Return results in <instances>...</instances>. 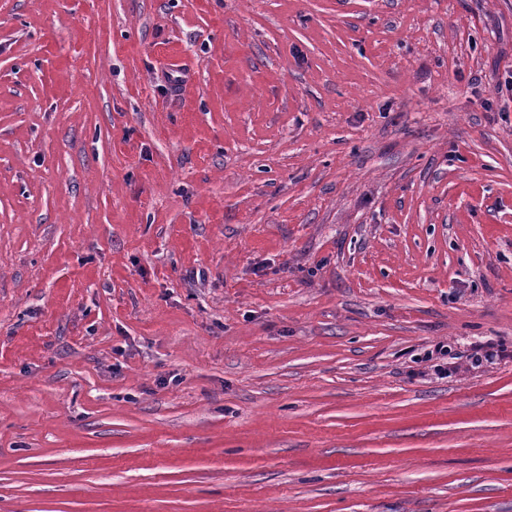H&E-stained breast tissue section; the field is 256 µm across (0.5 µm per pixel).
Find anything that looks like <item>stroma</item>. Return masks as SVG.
<instances>
[{
	"instance_id": "1",
	"label": "stroma",
	"mask_w": 512,
	"mask_h": 512,
	"mask_svg": "<svg viewBox=\"0 0 512 512\" xmlns=\"http://www.w3.org/2000/svg\"><path fill=\"white\" fill-rule=\"evenodd\" d=\"M0 512H512V0H0Z\"/></svg>"
}]
</instances>
